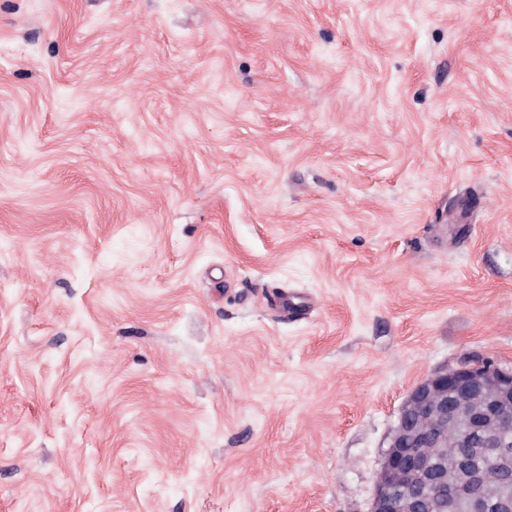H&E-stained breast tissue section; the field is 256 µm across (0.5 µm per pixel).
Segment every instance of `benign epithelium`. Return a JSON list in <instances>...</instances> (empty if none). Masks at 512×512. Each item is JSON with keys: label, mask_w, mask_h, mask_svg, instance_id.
I'll return each mask as SVG.
<instances>
[{"label": "benign epithelium", "mask_w": 512, "mask_h": 512, "mask_svg": "<svg viewBox=\"0 0 512 512\" xmlns=\"http://www.w3.org/2000/svg\"><path fill=\"white\" fill-rule=\"evenodd\" d=\"M459 438L456 460L468 470L465 482L445 477L428 456ZM489 458L497 472L512 466V369L491 359L440 368L408 393L390 432L369 512H417L431 495L467 512H486L483 486L491 474L480 464ZM496 508L512 512V485L497 478Z\"/></svg>", "instance_id": "7a95c632"}]
</instances>
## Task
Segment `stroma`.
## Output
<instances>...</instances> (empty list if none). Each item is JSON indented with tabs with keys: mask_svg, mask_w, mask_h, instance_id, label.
Returning a JSON list of instances; mask_svg holds the SVG:
<instances>
[{
	"mask_svg": "<svg viewBox=\"0 0 512 512\" xmlns=\"http://www.w3.org/2000/svg\"><path fill=\"white\" fill-rule=\"evenodd\" d=\"M472 357L512 0H0V512H368Z\"/></svg>",
	"mask_w": 512,
	"mask_h": 512,
	"instance_id": "stroma-1",
	"label": "stroma"
}]
</instances>
